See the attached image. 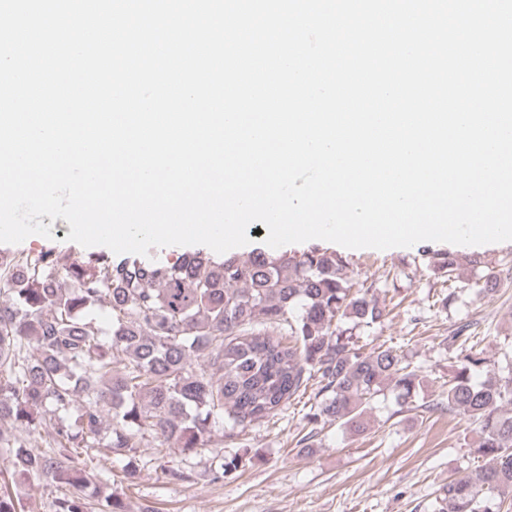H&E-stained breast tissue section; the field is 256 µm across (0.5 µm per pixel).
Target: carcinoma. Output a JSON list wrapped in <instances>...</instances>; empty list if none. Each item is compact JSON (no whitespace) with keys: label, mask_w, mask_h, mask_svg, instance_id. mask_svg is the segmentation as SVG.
<instances>
[{"label":"carcinoma","mask_w":512,"mask_h":512,"mask_svg":"<svg viewBox=\"0 0 512 512\" xmlns=\"http://www.w3.org/2000/svg\"><path fill=\"white\" fill-rule=\"evenodd\" d=\"M458 265L448 252L431 267L451 278ZM370 290L354 288L343 257L319 248L219 262L198 251L164 264L68 262L51 250L1 257L0 419L44 441L34 452L0 432L14 483L49 480L59 490L53 512H88L82 449L126 458L121 480L131 485L147 433L165 452L212 453L220 479L238 457L213 449L215 417L233 427L273 417L315 377L321 400L308 421L365 431L363 415L385 390L407 407L418 389L399 349L363 352L341 328L384 320ZM98 306L110 312L107 331L89 316ZM278 327L290 342L269 332ZM488 367L472 347L442 390L448 411L478 422L483 465L449 480L435 512H500L512 498V414L502 411L512 407V372L476 380ZM75 396L84 405L74 422L48 417L47 406L66 410ZM0 512L32 510L0 486Z\"/></svg>","instance_id":"carcinoma-1"}]
</instances>
